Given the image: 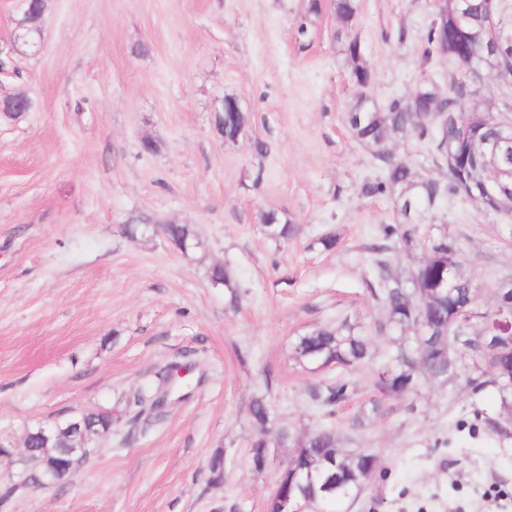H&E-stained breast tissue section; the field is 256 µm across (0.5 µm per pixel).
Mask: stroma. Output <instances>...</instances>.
I'll return each mask as SVG.
<instances>
[{
	"mask_svg": "<svg viewBox=\"0 0 512 512\" xmlns=\"http://www.w3.org/2000/svg\"><path fill=\"white\" fill-rule=\"evenodd\" d=\"M310 0H46L36 48L15 43L14 0H0V41L13 50L0 97L31 112H0V435L21 438L49 419L111 410L112 432L63 483L21 490L0 512H263L298 438L323 428L340 448L378 459L372 478L336 512H512V435L458 430L473 407L501 411L457 383L421 380L373 411V375L391 363L395 334L376 325L374 246L400 223L391 201L364 196L376 173L347 123L359 88L333 0L307 37ZM430 0H359L350 32L373 72L379 104L420 80L470 83L447 56L423 63ZM239 99L247 123L225 142L215 114ZM156 144L144 152L143 141ZM297 233L271 238L267 212ZM193 225L186 253L125 225ZM446 229L490 306L512 278V214L460 195L426 212L424 240ZM334 235L326 250L319 240ZM226 265L237 292L213 286ZM346 326L370 356L349 370V399L313 404L297 336ZM172 362L190 383L161 420L133 421L127 398ZM266 398L288 435L264 472L251 464L249 415ZM224 456L222 480L208 460Z\"/></svg>",
	"mask_w": 512,
	"mask_h": 512,
	"instance_id": "1",
	"label": "stroma"
}]
</instances>
